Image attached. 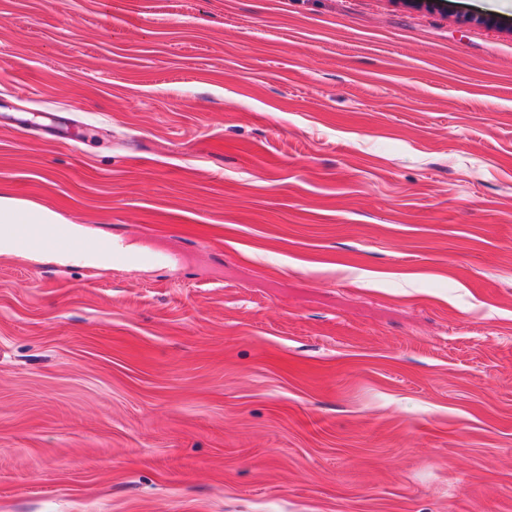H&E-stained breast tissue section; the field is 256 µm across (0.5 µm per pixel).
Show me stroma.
Masks as SVG:
<instances>
[{
    "label": "stroma",
    "instance_id": "35a3bbf8",
    "mask_svg": "<svg viewBox=\"0 0 512 512\" xmlns=\"http://www.w3.org/2000/svg\"><path fill=\"white\" fill-rule=\"evenodd\" d=\"M0 512H512V9L0 0ZM0 223L22 227L25 232L18 233L14 229H7L0 234V253H24L29 256H37L43 252L35 243V235L44 231H50L57 235L68 237L71 240H58L54 237H46L40 244L44 248H51L61 252H80L78 259L85 263L106 267L109 260L113 263H122L126 260L123 245L112 242L108 245L112 254L101 247L103 239L85 234L75 224H61L56 214L42 206L30 204L21 206L11 196L0 195ZM13 226V227H16Z\"/></svg>",
    "mask_w": 512,
    "mask_h": 512
}]
</instances>
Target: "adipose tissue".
Listing matches in <instances>:
<instances>
[{"label": "adipose tissue", "instance_id": "adipose-tissue-1", "mask_svg": "<svg viewBox=\"0 0 512 512\" xmlns=\"http://www.w3.org/2000/svg\"><path fill=\"white\" fill-rule=\"evenodd\" d=\"M0 223L5 226L0 232V253L39 255L35 236L50 231L80 242L82 248L78 257L85 263L104 267L112 258L111 253L102 248L100 238L85 234L77 225L60 223L55 213L47 208L19 205L8 195H0Z\"/></svg>", "mask_w": 512, "mask_h": 512}]
</instances>
